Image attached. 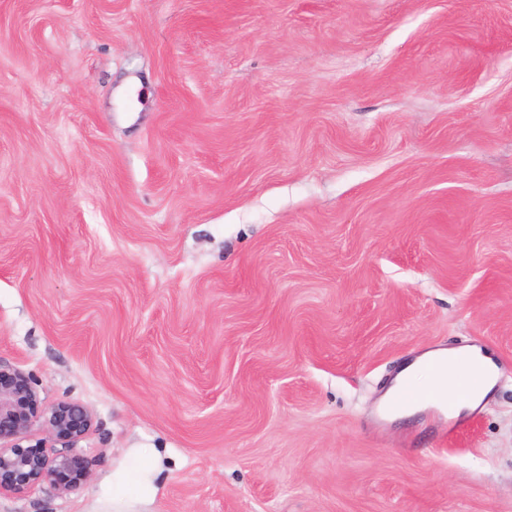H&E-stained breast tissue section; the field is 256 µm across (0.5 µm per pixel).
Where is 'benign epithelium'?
I'll use <instances>...</instances> for the list:
<instances>
[{
  "label": "benign epithelium",
  "mask_w": 512,
  "mask_h": 512,
  "mask_svg": "<svg viewBox=\"0 0 512 512\" xmlns=\"http://www.w3.org/2000/svg\"><path fill=\"white\" fill-rule=\"evenodd\" d=\"M93 416L84 406L61 402L39 404L36 389L26 375L13 368L0 369V495L22 494L43 482L60 494L71 492L90 473L74 470L76 456L53 453L52 441L74 442L92 426ZM45 437L27 445L33 429Z\"/></svg>",
  "instance_id": "1"
}]
</instances>
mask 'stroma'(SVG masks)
Returning a JSON list of instances; mask_svg holds the SVG:
<instances>
[{
    "instance_id": "obj_1",
    "label": "stroma",
    "mask_w": 512,
    "mask_h": 512,
    "mask_svg": "<svg viewBox=\"0 0 512 512\" xmlns=\"http://www.w3.org/2000/svg\"><path fill=\"white\" fill-rule=\"evenodd\" d=\"M473 343L469 429L377 416ZM0 365L93 415L0 512H512V0H0ZM464 355L473 357L475 361L480 365V367L485 371L488 377V384L485 390L473 399L460 396L458 389L464 395H471L479 391L486 384V376L475 371L471 372L467 377L460 379L458 381V387L454 379L448 378V381L444 383V388L447 392L446 399L448 401V405L450 406V410L456 417L460 416L464 411H471L475 403L485 399L486 396L491 392L496 384L498 375V368L492 357L481 353L480 348L477 347L440 349L437 351L427 352L424 355L411 361L406 366H404L396 376L394 385L389 388L383 397L382 405H386L388 398L396 390L398 385L407 379H414L419 381L425 391V370L428 363L434 361H442L446 363L453 362ZM139 460L137 467L133 471H118L112 474V500L105 499L100 502H111L112 508H117L123 504L120 498L114 496V485H121L132 482L136 484L139 491V501L147 503L151 500L154 493V475L157 469V457L150 448H136L134 452Z\"/></svg>"
}]
</instances>
